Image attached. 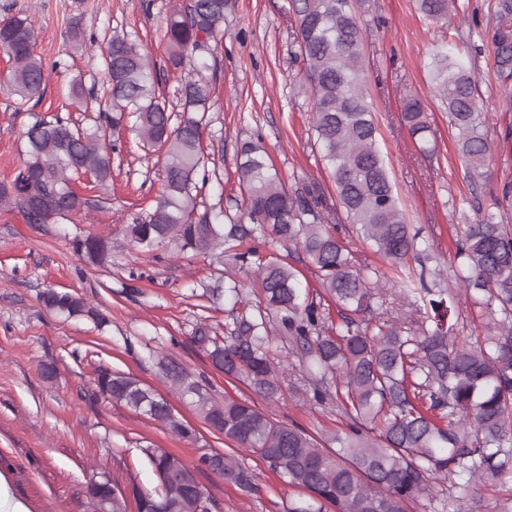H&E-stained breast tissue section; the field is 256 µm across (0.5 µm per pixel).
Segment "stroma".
<instances>
[{
  "label": "stroma",
  "mask_w": 512,
  "mask_h": 512,
  "mask_svg": "<svg viewBox=\"0 0 512 512\" xmlns=\"http://www.w3.org/2000/svg\"><path fill=\"white\" fill-rule=\"evenodd\" d=\"M188 2L0 0V19L24 15L33 20L36 53L53 70L40 98L20 104L3 88L13 62L0 49V183H9L20 167L22 134L34 116L60 114L85 122L69 97V83L78 76L86 88H101L99 42L110 31L127 32L138 41L154 66L158 92L170 107L179 108V74L168 63L162 34L169 16ZM357 11L367 30L363 61L380 148L407 221L420 229L428 265L441 270L438 283L445 288L455 282L450 261L463 224L493 211L498 190L512 181V139L504 137L512 112L499 107L493 57L486 43L470 35L468 13L454 11L437 23L421 15L416 0H358ZM74 21L82 32L77 41L67 33ZM293 22L288 0H234L224 18V37L212 47L216 65L205 72L213 85V105L204 143L223 150L216 176L203 192L205 204L238 212L237 147L257 135L289 189L315 181L328 201L336 199L311 127L310 95L296 55ZM445 47L471 61L479 92L489 102L480 120L496 151L486 179L467 177L448 111L431 84L429 63ZM408 96L423 103L435 152L421 153L402 121L401 106ZM162 166L158 156H145L135 141H128L112 158L110 209L82 212L67 224H29L18 208L0 205V475L30 512H89L85 487L102 472L121 485L153 489L157 479L141 454L147 446L168 449L188 461L224 450L223 437L202 425L166 379L164 364L204 375L216 398L253 396L245 384L215 369L191 340L199 320L214 325L230 320L231 300L215 306L204 295L209 259L171 251L146 263L131 251L124 234L126 216L150 208L157 198ZM80 232L111 239V265L92 267L79 260L71 239ZM141 266L145 278L136 290L126 289L129 269ZM47 288L82 295L106 315L108 326L99 329L84 319L58 318L39 300ZM47 365L55 369L49 380L42 374ZM101 367L135 377L163 394L197 427V440L180 439L99 395ZM267 411L279 421L323 435L347 423L333 405H305L288 392ZM238 457L259 472V488L252 494L208 469L196 472L222 512H288L299 500V491L262 470L255 456L242 451ZM443 497L448 512H512V481H490L463 496L450 488Z\"/></svg>",
  "instance_id": "1"
}]
</instances>
